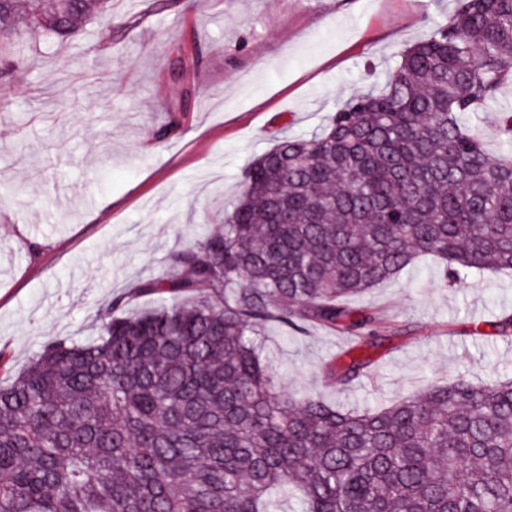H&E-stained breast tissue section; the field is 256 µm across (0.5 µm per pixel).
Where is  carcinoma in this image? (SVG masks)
I'll return each mask as SVG.
<instances>
[{
	"mask_svg": "<svg viewBox=\"0 0 512 512\" xmlns=\"http://www.w3.org/2000/svg\"><path fill=\"white\" fill-rule=\"evenodd\" d=\"M155 12L0 0V105L32 35L92 18L123 35ZM507 88L512 0H457L380 86L250 161L202 237L107 302L100 336L58 337L0 382V512H512V378L349 410L261 357L271 323L348 334L326 375L350 387L386 324L354 304L368 290L421 255L449 281L512 269V111L498 158L465 121ZM138 299L154 307L123 312Z\"/></svg>",
	"mask_w": 512,
	"mask_h": 512,
	"instance_id": "obj_1",
	"label": "carcinoma"
}]
</instances>
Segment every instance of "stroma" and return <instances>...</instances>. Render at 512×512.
Segmentation results:
<instances>
[{"label":"stroma","mask_w":512,"mask_h":512,"mask_svg":"<svg viewBox=\"0 0 512 512\" xmlns=\"http://www.w3.org/2000/svg\"><path fill=\"white\" fill-rule=\"evenodd\" d=\"M120 35L89 22L30 41L0 109V355L23 369L47 342L97 337L101 305L163 272L230 203L248 162L280 133L308 136L377 82L454 0H176ZM498 103L471 113L498 155ZM389 338L346 389L324 368L352 337L270 325L264 355L290 391L373 407L433 382L512 376V333L474 321L512 314V271L444 283L424 259L371 289Z\"/></svg>","instance_id":"1"}]
</instances>
